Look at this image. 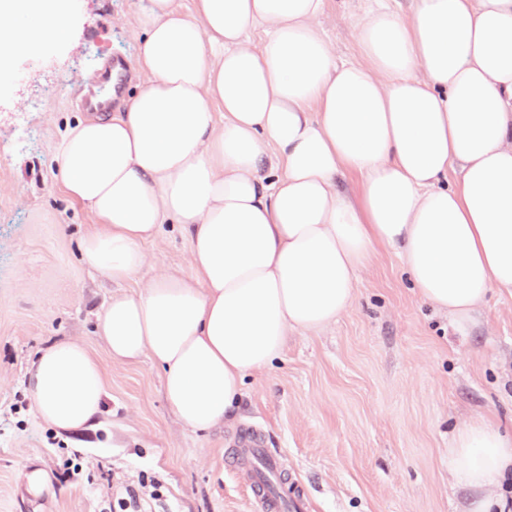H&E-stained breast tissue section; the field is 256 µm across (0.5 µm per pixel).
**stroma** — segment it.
Listing matches in <instances>:
<instances>
[{
  "mask_svg": "<svg viewBox=\"0 0 512 512\" xmlns=\"http://www.w3.org/2000/svg\"><path fill=\"white\" fill-rule=\"evenodd\" d=\"M75 32L17 58L0 79V512H253V470L238 436L263 437L306 512H471L448 449L457 429H512V294L492 293L480 324L458 335L424 304L399 254L379 249L335 324L292 334L282 356L245 381L224 426L195 432L171 413L162 373L118 364L94 333L116 286L90 272L80 240L92 216L70 200L53 152L84 116L76 91L110 58L137 62L138 0H68ZM358 0L320 27L338 57L356 54ZM139 290L162 270L188 271L190 240L164 225L143 246ZM77 341L99 362L106 398L83 429L56 434L33 413L27 381L41 350ZM40 469L47 490L28 491Z\"/></svg>",
  "mask_w": 512,
  "mask_h": 512,
  "instance_id": "1",
  "label": "stroma"
}]
</instances>
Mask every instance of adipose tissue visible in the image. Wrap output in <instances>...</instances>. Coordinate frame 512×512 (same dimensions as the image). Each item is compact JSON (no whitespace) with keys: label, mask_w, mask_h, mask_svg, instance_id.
Returning <instances> with one entry per match:
<instances>
[{"label":"adipose tissue","mask_w":512,"mask_h":512,"mask_svg":"<svg viewBox=\"0 0 512 512\" xmlns=\"http://www.w3.org/2000/svg\"><path fill=\"white\" fill-rule=\"evenodd\" d=\"M329 3L139 0L145 81L55 148L66 195L95 220L90 268L122 283L162 225L190 236L188 272L112 295L95 334L113 361L158 367L195 431L224 423L290 333L335 323L379 249L463 336L489 293H512V0H414L408 14L365 0L345 59L319 25ZM72 33L65 0H0V75ZM29 391L59 433L105 398L99 362L73 341L41 351ZM450 458L477 512L501 507L487 489L512 472V432L463 426Z\"/></svg>","instance_id":"ef3b65f1"}]
</instances>
